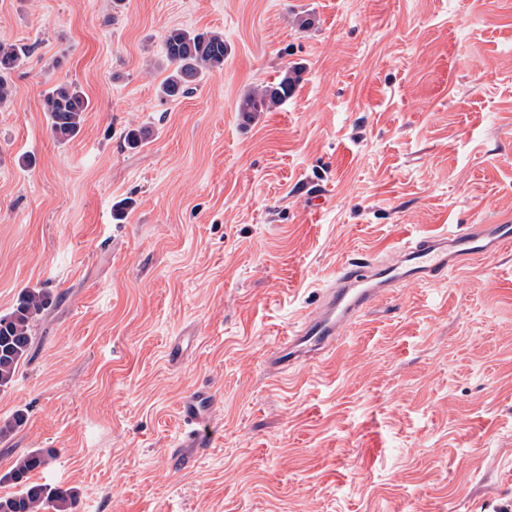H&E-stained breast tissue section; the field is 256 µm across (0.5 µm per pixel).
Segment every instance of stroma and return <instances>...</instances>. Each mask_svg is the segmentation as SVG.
Instances as JSON below:
<instances>
[{"instance_id": "obj_1", "label": "stroma", "mask_w": 512, "mask_h": 512, "mask_svg": "<svg viewBox=\"0 0 512 512\" xmlns=\"http://www.w3.org/2000/svg\"><path fill=\"white\" fill-rule=\"evenodd\" d=\"M173 27L228 51L169 101ZM0 41L29 50L0 105V315L59 297L0 390V425L25 416L0 496L50 449L32 479L76 512H512V247L371 303L314 368L264 362L342 258L512 222V0H0ZM64 83L90 107L59 143ZM202 385L216 440L176 469ZM299 81L298 70L285 71L278 82L247 92L240 100L238 109L242 112H270L293 94ZM89 100L72 84H62L52 89L44 99L45 112L50 119V130L57 142H67L78 135Z\"/></svg>"}]
</instances>
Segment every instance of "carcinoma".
<instances>
[{
    "label": "carcinoma",
    "instance_id": "cac0c4a2",
    "mask_svg": "<svg viewBox=\"0 0 512 512\" xmlns=\"http://www.w3.org/2000/svg\"><path fill=\"white\" fill-rule=\"evenodd\" d=\"M164 61L170 72L160 85L163 99H178L196 88L203 78L224 69L226 46L224 36L214 31L171 28L165 33ZM27 55L17 44L0 43V103L10 96L8 77ZM300 81L298 70L285 71L278 82L247 92L240 100V112H270L290 97ZM49 114L50 130L58 142H67L78 135L89 100L75 85L62 84L44 99ZM56 297L42 288H24L15 308L0 315V387L13 381L22 360L34 346V323L54 303ZM50 451L34 450L18 457L11 469L0 477L18 491L0 496V512H75L77 493L71 488L49 486L30 481L31 473L49 467Z\"/></svg>",
    "mask_w": 512,
    "mask_h": 512
}]
</instances>
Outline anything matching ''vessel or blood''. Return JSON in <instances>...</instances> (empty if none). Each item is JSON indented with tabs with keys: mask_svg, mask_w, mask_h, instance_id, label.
I'll return each instance as SVG.
<instances>
[{
	"mask_svg": "<svg viewBox=\"0 0 512 512\" xmlns=\"http://www.w3.org/2000/svg\"><path fill=\"white\" fill-rule=\"evenodd\" d=\"M512 246V224H461L438 235L417 236L401 242L388 258L368 262L341 259L336 277L322 293L319 304L303 311L289 336L269 349L267 361L277 368L313 363L335 351L357 315L375 299L397 288L441 283L451 272L484 261ZM212 393L201 389L180 405L189 432L184 448L209 447L214 432Z\"/></svg>",
	"mask_w": 512,
	"mask_h": 512,
	"instance_id": "vessel-or-blood-1",
	"label": "vessel or blood"
}]
</instances>
